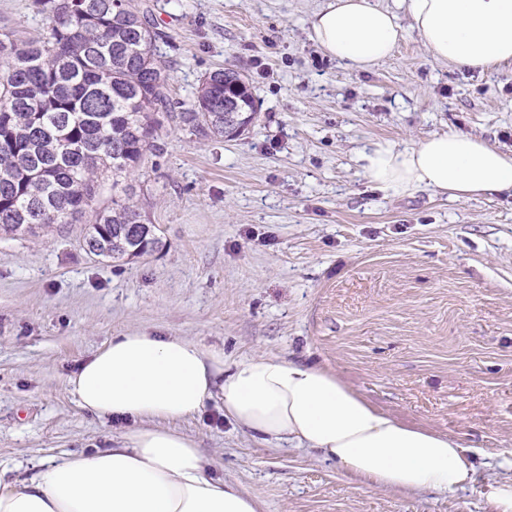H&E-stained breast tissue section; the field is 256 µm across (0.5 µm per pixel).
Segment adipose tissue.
<instances>
[{
  "mask_svg": "<svg viewBox=\"0 0 512 512\" xmlns=\"http://www.w3.org/2000/svg\"><path fill=\"white\" fill-rule=\"evenodd\" d=\"M427 53L483 73L512 62V0H401ZM311 39L350 70L387 59L406 28L377 0H327ZM366 179L399 196L431 190L455 200L512 195V153L447 132L362 154ZM79 405L133 429L112 447L50 459L27 478L0 468V512H258L255 497L211 477L197 442L174 422L221 400L224 415L262 442L322 453L361 485L450 493L476 480L456 437L404 422L330 369L266 356L225 365L224 352L185 336L113 337L67 379Z\"/></svg>",
  "mask_w": 512,
  "mask_h": 512,
  "instance_id": "1",
  "label": "adipose tissue"
}]
</instances>
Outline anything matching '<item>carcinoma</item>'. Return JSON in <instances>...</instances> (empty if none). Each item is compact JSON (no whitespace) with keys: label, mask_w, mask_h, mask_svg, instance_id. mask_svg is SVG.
I'll return each instance as SVG.
<instances>
[{"label":"carcinoma","mask_w":512,"mask_h":512,"mask_svg":"<svg viewBox=\"0 0 512 512\" xmlns=\"http://www.w3.org/2000/svg\"><path fill=\"white\" fill-rule=\"evenodd\" d=\"M46 31L21 39L0 32V234L35 236L55 224L94 221L84 238L110 259L160 243L139 193L148 158L169 128L233 137L257 112L250 86L207 75L193 99L170 94L167 39L152 8L133 0H35ZM238 106L224 118V100ZM112 197L102 201L106 180Z\"/></svg>","instance_id":"cac0c4a2"}]
</instances>
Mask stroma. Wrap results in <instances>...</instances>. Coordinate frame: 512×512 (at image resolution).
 <instances>
[{
    "instance_id": "stroma-1",
    "label": "stroma",
    "mask_w": 512,
    "mask_h": 512,
    "mask_svg": "<svg viewBox=\"0 0 512 512\" xmlns=\"http://www.w3.org/2000/svg\"><path fill=\"white\" fill-rule=\"evenodd\" d=\"M326 0H150L168 36L174 99L230 67L256 122L234 138L164 135L142 179L162 245L111 261L84 226L0 237V467L90 453L129 422L82 409L69 375L112 337L185 336L224 352L338 371L405 422L458 437L477 481L453 493L358 485L305 448L225 419L220 400L177 422L260 512H491L484 482L512 476V197L396 196L361 151L454 131L512 152V64L485 74L430 58L410 31L354 72L324 56L308 20ZM33 0H0V29L37 35Z\"/></svg>"
}]
</instances>
